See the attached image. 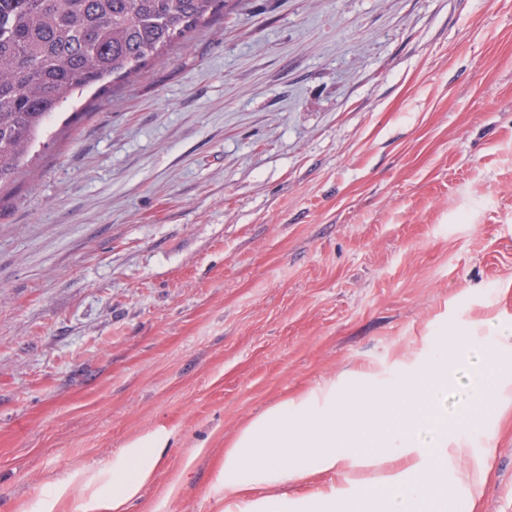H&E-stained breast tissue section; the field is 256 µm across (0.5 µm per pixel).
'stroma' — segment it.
<instances>
[{
	"label": "stroma",
	"mask_w": 512,
	"mask_h": 512,
	"mask_svg": "<svg viewBox=\"0 0 512 512\" xmlns=\"http://www.w3.org/2000/svg\"><path fill=\"white\" fill-rule=\"evenodd\" d=\"M512 324V0H231L76 93L0 188V512H220L224 448L426 336ZM474 512H512V411ZM164 447L161 432L148 433L127 446L112 460V495L87 499L83 512H125L128 502L152 480Z\"/></svg>",
	"instance_id": "stroma-1"
}]
</instances>
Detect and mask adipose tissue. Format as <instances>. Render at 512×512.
Instances as JSON below:
<instances>
[{
	"label": "adipose tissue",
	"mask_w": 512,
	"mask_h": 512,
	"mask_svg": "<svg viewBox=\"0 0 512 512\" xmlns=\"http://www.w3.org/2000/svg\"><path fill=\"white\" fill-rule=\"evenodd\" d=\"M512 352V328L491 321L451 336H432L428 352L409 358L397 380L361 370L328 378L309 392L281 400L251 418L224 450L211 490L224 512H455L458 498L477 500L487 461L472 462L464 429L483 426L495 410L512 407V373L487 382L484 368ZM466 372L456 405L448 383ZM165 436L152 432L112 461V493L87 499L83 512H125L149 483ZM375 471V491L353 476ZM340 481L303 496L283 485L317 475Z\"/></svg>",
	"instance_id": "1"
}]
</instances>
